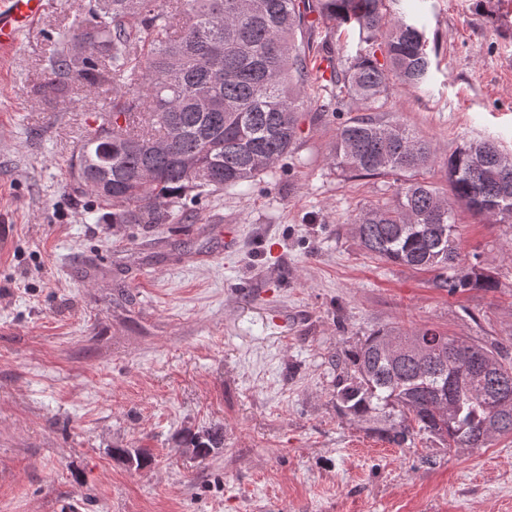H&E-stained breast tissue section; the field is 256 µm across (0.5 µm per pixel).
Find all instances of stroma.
<instances>
[{
    "label": "stroma",
    "mask_w": 512,
    "mask_h": 512,
    "mask_svg": "<svg viewBox=\"0 0 512 512\" xmlns=\"http://www.w3.org/2000/svg\"><path fill=\"white\" fill-rule=\"evenodd\" d=\"M89 0H51L36 36L0 57V512H512V437L488 448L397 447L336 394L384 326L432 325L512 351V229L460 210L461 256L497 288L455 295L366 254L358 210L393 178L333 168L338 126L309 112L295 153L182 224H108L75 196L71 160L111 93L38 92ZM427 87L391 82L381 117L449 155L490 137L512 152V0H424ZM237 243L224 246V225ZM224 429L206 458L183 429ZM141 449L139 467L112 456Z\"/></svg>",
    "instance_id": "stroma-1"
}]
</instances>
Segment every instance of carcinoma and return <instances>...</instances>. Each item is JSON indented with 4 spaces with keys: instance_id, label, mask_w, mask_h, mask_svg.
I'll return each instance as SVG.
<instances>
[{
    "instance_id": "obj_1",
    "label": "carcinoma",
    "mask_w": 512,
    "mask_h": 512,
    "mask_svg": "<svg viewBox=\"0 0 512 512\" xmlns=\"http://www.w3.org/2000/svg\"><path fill=\"white\" fill-rule=\"evenodd\" d=\"M93 0L58 41L43 93L75 75L110 88L112 113L86 131L72 163L75 191L111 173L93 194L114 224H170L189 204L226 188L245 190L297 149L315 85L320 111L347 100L374 107L390 81L420 89L431 78L426 25L411 0ZM358 31L353 55L328 49L330 76L309 59L318 20ZM333 166L351 177L394 176L391 203L360 208L354 232L372 257L434 274L451 294L495 288L461 258L457 208L512 226V154L493 139L467 140L448 157V191L426 180L432 143L409 125L371 115L336 132ZM337 392L351 414L392 409L386 429L401 446L426 435L448 448H487L512 437V357L424 325L383 327L364 337ZM180 444L206 458L224 428L187 430Z\"/></svg>"
}]
</instances>
